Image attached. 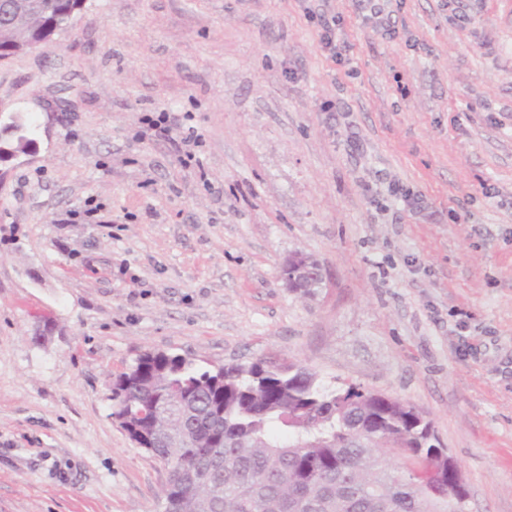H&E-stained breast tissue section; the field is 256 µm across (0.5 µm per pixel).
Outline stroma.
<instances>
[{
    "mask_svg": "<svg viewBox=\"0 0 512 512\" xmlns=\"http://www.w3.org/2000/svg\"><path fill=\"white\" fill-rule=\"evenodd\" d=\"M11 112L0 512H164L109 398L147 350L399 399L512 512V0H86L0 62ZM284 276L288 285V277L297 285V288H307L299 294L304 298L313 297L319 288H313L316 281L324 278L322 266L311 257L297 254L289 258L283 267Z\"/></svg>",
    "mask_w": 512,
    "mask_h": 512,
    "instance_id": "stroma-1",
    "label": "stroma"
}]
</instances>
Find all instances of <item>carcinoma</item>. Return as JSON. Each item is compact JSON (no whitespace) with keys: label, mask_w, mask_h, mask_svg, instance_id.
I'll return each mask as SVG.
<instances>
[{"label":"carcinoma","mask_w":512,"mask_h":512,"mask_svg":"<svg viewBox=\"0 0 512 512\" xmlns=\"http://www.w3.org/2000/svg\"><path fill=\"white\" fill-rule=\"evenodd\" d=\"M32 31L68 25L84 0H36ZM112 413L169 466L164 512H454L458 467L414 406L305 367L257 360L200 369L146 351L112 379ZM412 461L401 471L389 460Z\"/></svg>","instance_id":"obj_1"}]
</instances>
